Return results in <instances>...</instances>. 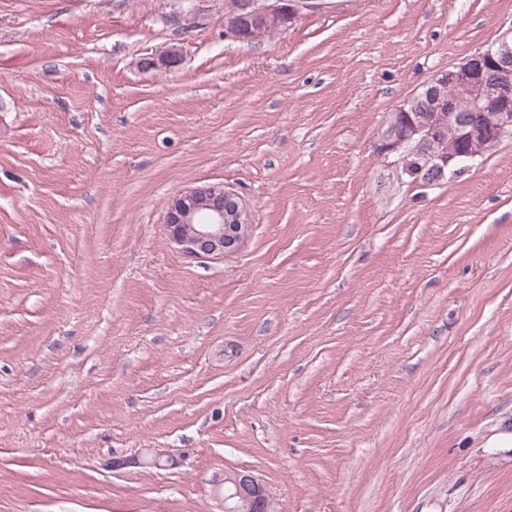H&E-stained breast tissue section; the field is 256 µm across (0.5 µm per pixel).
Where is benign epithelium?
Wrapping results in <instances>:
<instances>
[{"label":"benign epithelium","instance_id":"7a95c632","mask_svg":"<svg viewBox=\"0 0 512 512\" xmlns=\"http://www.w3.org/2000/svg\"><path fill=\"white\" fill-rule=\"evenodd\" d=\"M292 0H233L229 33L240 40H255L270 20L285 26L296 18ZM182 62L178 49L167 51L157 63L144 59L141 66L175 68ZM424 94L446 112H412L401 105L405 121L384 127L374 143L375 152L391 161L397 175L431 188L453 180L481 164L486 155L512 139V27L487 48L434 75L424 84ZM465 97L476 112L492 113L484 122L455 111V98ZM449 127L454 139L439 152H428L423 162L411 158L439 138ZM168 239L183 254L196 258H227L248 236L252 222L243 200L223 184L202 185L172 197L166 208ZM166 448H154L146 458L112 459V469L127 465L174 464ZM222 512H271L266 487L248 471L224 472L218 492Z\"/></svg>","mask_w":512,"mask_h":512}]
</instances>
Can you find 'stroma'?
Here are the masks:
<instances>
[{"mask_svg":"<svg viewBox=\"0 0 512 512\" xmlns=\"http://www.w3.org/2000/svg\"><path fill=\"white\" fill-rule=\"evenodd\" d=\"M294 7L247 43L225 0H0V512H220L228 470L272 512H512V140L432 189L373 149L512 0ZM213 183L252 228L185 256L166 202ZM174 463V455L171 454V452L168 449L153 448L150 455L146 458L136 456L129 459H112V469H120L130 464L148 466L159 465L161 467H164L166 464L173 465Z\"/></svg>","mask_w":512,"mask_h":512,"instance_id":"1","label":"stroma"}]
</instances>
